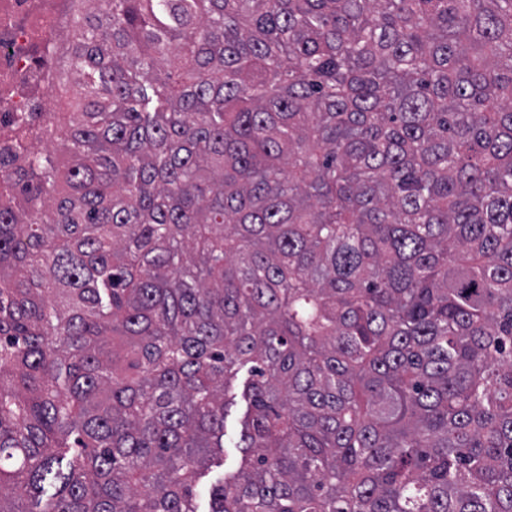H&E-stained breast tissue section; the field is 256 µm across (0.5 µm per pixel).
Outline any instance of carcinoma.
I'll return each mask as SVG.
<instances>
[{"instance_id":"1","label":"carcinoma","mask_w":512,"mask_h":512,"mask_svg":"<svg viewBox=\"0 0 512 512\" xmlns=\"http://www.w3.org/2000/svg\"><path fill=\"white\" fill-rule=\"evenodd\" d=\"M93 3L0 146V512H512V0ZM241 413L237 407H232L224 420V473L236 472L242 459L241 448H236L239 442Z\"/></svg>"}]
</instances>
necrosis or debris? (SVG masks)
<instances>
[{"label": "necrosis or debris", "mask_w": 512, "mask_h": 512, "mask_svg": "<svg viewBox=\"0 0 512 512\" xmlns=\"http://www.w3.org/2000/svg\"><path fill=\"white\" fill-rule=\"evenodd\" d=\"M74 0H0V136L31 112L49 109L72 47L67 11Z\"/></svg>", "instance_id": "4bbe7bcc"}]
</instances>
